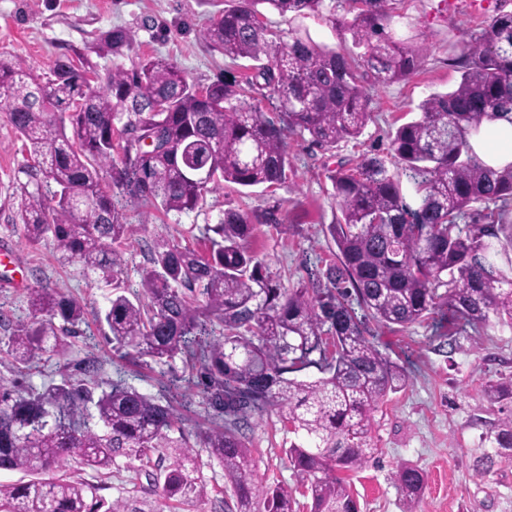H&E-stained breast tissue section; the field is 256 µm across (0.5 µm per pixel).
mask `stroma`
Here are the masks:
<instances>
[{
    "instance_id": "obj_1",
    "label": "stroma",
    "mask_w": 512,
    "mask_h": 512,
    "mask_svg": "<svg viewBox=\"0 0 512 512\" xmlns=\"http://www.w3.org/2000/svg\"><path fill=\"white\" fill-rule=\"evenodd\" d=\"M223 7L224 0H0V58L38 75L57 59L80 60L102 79L112 70L113 59L99 52L98 39L121 27L134 38L133 52L122 61L125 68H132L142 57L168 58L191 81L205 86L242 72L241 61L212 50L201 36L209 18ZM395 7L394 28L423 47L424 57L409 79L386 87L369 86L373 119L359 140L340 143L327 152L308 137L293 135L288 179L280 186L263 190L228 184L206 193L202 209L187 215L165 217L153 210L132 215L122 274L126 288L138 290L140 270L155 241L202 248L209 227L228 208L275 206L285 223L299 225V232L285 235L261 226L251 242L283 287H300L309 270L333 260L336 247L326 227L339 218L340 210L326 169L369 151L384 158L389 172L399 174L400 166L388 150L390 131L411 119L428 94L455 86L459 74L452 58L496 15L512 11V0H397ZM26 157L22 141L0 109V248L14 256L11 270L0 282V310L7 316L6 322H0V339L9 334L8 321L26 318L28 290L40 284L82 301L89 328L87 335L76 338L67 360L42 361L30 373L18 374L8 359L0 358V379L41 392L75 379L76 364L90 358L100 363L102 380L158 395L160 382L183 374L181 358L147 366L120 359L107 338V326L97 321L108 305L110 288L97 275L84 274L79 265L61 263L51 246L30 248L14 232V187L25 178L21 168ZM448 328V313L443 309L432 319L404 327L371 326L375 340L406 368L410 384L390 394L372 415L377 458L351 477L361 512H403L393 480L395 467L402 461L412 462L426 474L417 512H512V459H496L489 468L480 463L490 450L486 432L512 413L490 405L483 396L486 384L512 379V329L490 325L452 337ZM248 437L256 481L298 492L301 477L284 453L295 436L277 413L254 421ZM196 467L209 491L196 512H224L229 491L223 466L202 450ZM66 474L99 486L110 501L157 494L140 462L124 456L102 472L74 463Z\"/></svg>"
}]
</instances>
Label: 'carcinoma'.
<instances>
[{
  "instance_id": "obj_1",
  "label": "carcinoma",
  "mask_w": 512,
  "mask_h": 512,
  "mask_svg": "<svg viewBox=\"0 0 512 512\" xmlns=\"http://www.w3.org/2000/svg\"><path fill=\"white\" fill-rule=\"evenodd\" d=\"M236 2L209 20L203 38L251 65L239 79L208 85L204 96L162 57L115 66L98 89L74 73L56 74L62 59L43 78L0 59V105L28 153L13 227L26 245L50 244L59 261L101 275L116 290L105 321L119 356L180 355L187 371L201 368L215 416L196 444L173 438L186 418L172 402L117 383L93 397L99 366L90 359L78 365L80 379L41 394L1 383L0 470L32 479L0 483V512H187L208 496L194 463L200 448L224 467L231 490L225 512H295L288 491L253 479L247 431L270 409L302 433L285 455L302 475L310 512H359L344 473L375 460L372 413L409 385L368 323L404 327L446 306L453 326L512 328V163L483 164L469 140L484 121L512 114V12L496 16L454 59L455 87L429 94L392 133L389 150L414 184L415 203L376 156L328 171L341 212L327 225L337 261L307 284L281 288L250 248L264 224L288 232L278 210L228 208L204 250L158 241L140 290L118 292L128 208L189 214L212 187L282 183L288 136L307 134L324 149L358 139L373 116L365 82L405 81L423 60V48L392 27V0H346V14L330 18L345 36L336 48L317 44L300 26L283 37L266 22L269 11L290 19L316 13L323 0ZM100 48L124 58L133 39L114 28L102 34ZM77 101L82 110L73 112ZM60 112L68 113L71 131ZM148 135L150 148L142 144ZM474 204L483 206L478 223H461ZM28 307L29 317L5 340L19 373L45 356L65 358L86 322L85 305L53 288L29 289ZM310 368L319 377H296ZM484 394L493 404L512 402V381L489 384ZM89 403L99 431L89 426ZM485 441L495 449L485 463L511 458L512 417ZM154 453L168 461L154 478L160 502L109 501L64 474L43 477L71 458L102 470L119 455L146 466ZM394 481L406 512H415L425 473L401 462Z\"/></svg>"
}]
</instances>
